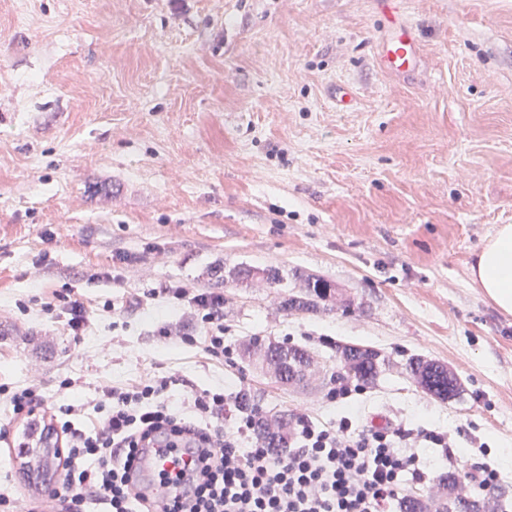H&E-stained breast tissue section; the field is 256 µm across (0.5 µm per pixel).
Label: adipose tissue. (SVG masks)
Instances as JSON below:
<instances>
[{
	"mask_svg": "<svg viewBox=\"0 0 512 512\" xmlns=\"http://www.w3.org/2000/svg\"><path fill=\"white\" fill-rule=\"evenodd\" d=\"M471 277L498 308L512 313V224L499 225L484 244Z\"/></svg>",
	"mask_w": 512,
	"mask_h": 512,
	"instance_id": "1",
	"label": "adipose tissue"
}]
</instances>
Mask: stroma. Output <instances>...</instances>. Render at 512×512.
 Instances as JSON below:
<instances>
[{
    "label": "stroma",
    "mask_w": 512,
    "mask_h": 512,
    "mask_svg": "<svg viewBox=\"0 0 512 512\" xmlns=\"http://www.w3.org/2000/svg\"><path fill=\"white\" fill-rule=\"evenodd\" d=\"M384 6L0 0V384L40 383L54 410L166 377L177 403L243 388L269 415L422 425L452 435L462 469L495 467L512 504V314L469 272L512 224V0H398L417 44L404 74L379 64ZM269 266L281 289L231 278ZM307 275L351 308L284 312ZM184 283L223 293L232 358L168 296ZM167 322L184 338L164 341ZM256 336L309 349L307 384L244 359ZM339 341L389 359L343 403ZM413 354L461 395L424 393ZM22 463L0 446V496L46 492ZM405 369L427 394L442 402L454 399L462 391L461 382L447 364L421 356L407 359Z\"/></svg>",
    "instance_id": "obj_1"
}]
</instances>
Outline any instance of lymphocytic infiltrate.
<instances>
[{
  "label": "lymphocytic infiltrate",
  "mask_w": 512,
  "mask_h": 512,
  "mask_svg": "<svg viewBox=\"0 0 512 512\" xmlns=\"http://www.w3.org/2000/svg\"><path fill=\"white\" fill-rule=\"evenodd\" d=\"M173 295L188 316L206 323L208 355L223 357V294L182 284ZM167 389L164 378L125 388L105 383L98 399L60 407L49 419L40 384H1L14 414L27 424L47 421L64 445L57 487L25 500L23 512H87L92 502L105 512H391L409 486L429 479L417 444L453 448L449 435L420 425L361 428L344 417L324 427L304 413L289 421L287 447L246 448L254 417L230 414L235 393L203 389L184 410L169 401ZM89 408L97 418L85 431L74 419ZM158 435L193 455L177 472L175 495L162 505L134 491L131 475L139 449Z\"/></svg>",
  "instance_id": "obj_1"
}]
</instances>
